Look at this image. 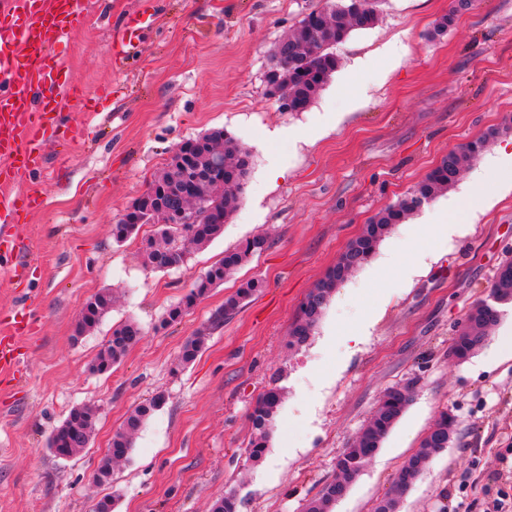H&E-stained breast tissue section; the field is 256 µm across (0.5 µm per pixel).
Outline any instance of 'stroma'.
<instances>
[{"instance_id": "35a3bbf8", "label": "stroma", "mask_w": 512, "mask_h": 512, "mask_svg": "<svg viewBox=\"0 0 512 512\" xmlns=\"http://www.w3.org/2000/svg\"><path fill=\"white\" fill-rule=\"evenodd\" d=\"M325 0H159L131 66L108 47L137 0H79L84 24L55 48L57 78L86 101L59 110L67 147L47 141L46 166L18 190L39 204L17 233L19 261L0 279V335L27 320L15 375L0 373V512H210L224 495L241 512H303L336 475V459L387 388L416 381L412 400L332 512H373L439 414L453 441L406 492L400 512H512V332L502 306L469 359L448 347L496 268L512 257V0H473L432 38L452 0H382L372 28L334 49L339 66L313 103L285 112L265 93L277 42ZM232 133L250 152L244 193L220 236L167 272L145 267L154 225L115 242L112 226L185 139ZM485 138L483 152L432 201L393 225L371 259L331 294L308 340L291 345L300 302L378 211L406 195L448 154ZM283 177L269 180L270 170ZM481 192L488 208L467 217ZM448 232H429L446 215ZM265 235L268 249L213 288L180 322L167 310L234 247ZM261 280L196 360L185 341L225 299ZM115 302L81 339L83 304ZM127 320L141 341L104 374L91 363ZM283 397L261 462L249 460V413L260 394ZM166 403L139 431L112 482L92 485L113 432L157 392ZM97 412L88 448L68 459L47 447L70 410Z\"/></svg>"}]
</instances>
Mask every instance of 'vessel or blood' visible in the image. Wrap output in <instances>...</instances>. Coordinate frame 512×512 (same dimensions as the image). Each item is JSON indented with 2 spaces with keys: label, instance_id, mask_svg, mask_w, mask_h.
<instances>
[{
  "label": "vessel or blood",
  "instance_id": "obj_1",
  "mask_svg": "<svg viewBox=\"0 0 512 512\" xmlns=\"http://www.w3.org/2000/svg\"><path fill=\"white\" fill-rule=\"evenodd\" d=\"M157 0H138V7L113 37L114 61L129 64L140 52L141 34L156 16ZM0 14V225L18 223L33 200L13 192V185L44 164L42 144L55 137V114L63 98L79 99L78 86L59 85L52 49L80 27L84 17L75 0H8ZM24 364L15 337H0V370Z\"/></svg>",
  "mask_w": 512,
  "mask_h": 512
}]
</instances>
